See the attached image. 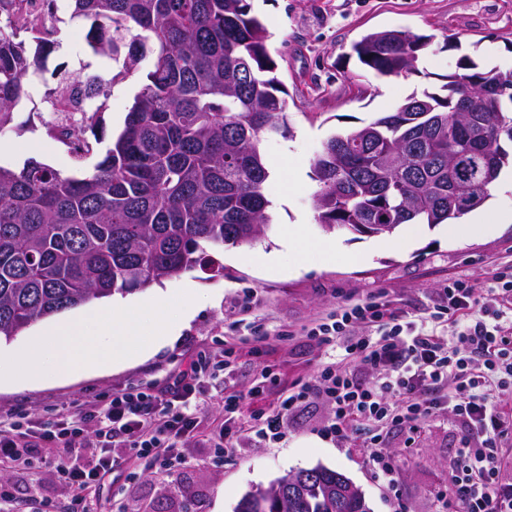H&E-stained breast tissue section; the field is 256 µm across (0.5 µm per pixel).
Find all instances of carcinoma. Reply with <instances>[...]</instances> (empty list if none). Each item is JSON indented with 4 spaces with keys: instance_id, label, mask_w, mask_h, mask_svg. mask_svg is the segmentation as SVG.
I'll return each mask as SVG.
<instances>
[{
    "instance_id": "carcinoma-1",
    "label": "carcinoma",
    "mask_w": 512,
    "mask_h": 512,
    "mask_svg": "<svg viewBox=\"0 0 512 512\" xmlns=\"http://www.w3.org/2000/svg\"><path fill=\"white\" fill-rule=\"evenodd\" d=\"M21 0H0V128L28 96L27 77L54 46L40 17L17 18ZM90 22L86 43L146 83L91 172L64 176L30 160L0 166V339L93 300L144 290L251 244L272 224L262 142L288 131L285 90L269 33L248 0H72ZM138 34L128 37L131 28ZM34 35L30 51L22 34ZM433 36L371 32L352 46L378 75L418 70ZM447 76L443 93L409 96L394 111L330 137L314 161L317 221L325 230L390 235L402 224L457 219V189L481 206L512 163V85L497 67ZM81 102L104 94L98 75L64 77ZM487 138L474 140L469 124ZM71 152L90 151L85 125L58 131ZM310 485L288 473L246 493L236 512H371L366 499L336 500L344 475L318 465Z\"/></svg>"
}]
</instances>
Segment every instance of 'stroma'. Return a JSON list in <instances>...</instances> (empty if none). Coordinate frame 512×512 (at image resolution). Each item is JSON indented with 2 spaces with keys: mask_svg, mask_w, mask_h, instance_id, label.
Instances as JSON below:
<instances>
[{
  "mask_svg": "<svg viewBox=\"0 0 512 512\" xmlns=\"http://www.w3.org/2000/svg\"><path fill=\"white\" fill-rule=\"evenodd\" d=\"M270 34L268 49L277 76L288 92L286 135L263 143L270 178L272 228L265 237L228 246L218 256L223 274L197 269L162 282L175 297H191L198 312L170 346L123 367L81 373L66 379L45 376L37 382L0 387V413L24 410L42 418L74 402L99 403L130 386L162 381L200 353L223 349L227 339L245 343L231 367L201 382L196 395L205 411L202 437L179 450V462L164 469L145 461L124 464L126 450L112 454L123 463L112 486L91 494L88 512H235L255 487L318 465L344 474L363 492L371 512H438L451 498L450 465L463 433L447 415L422 422L416 432L389 428L386 453L396 462L392 488L380 486L369 463V449L344 448L321 429L328 415L315 396L291 412L282 437L264 442L243 432L234 448L211 447L205 432L224 421V395L248 393L263 369L278 378V391L309 381L336 351L301 335L302 326L336 305L379 290L397 300L409 320L432 309L440 283L454 276L488 279L495 263L512 259V223L492 219L494 210L512 208V192H492L482 209L489 219L475 234L449 232L447 225L404 224L394 234L367 236L327 232L314 208L317 183L313 162L332 135L359 127L393 111L415 92H440L446 76L463 59L480 67L512 69V0H250ZM69 0H56L45 24L56 44L32 79L31 96L0 128V165L21 169L29 159L63 175L94 168L123 128L144 72L117 74L109 59L88 48L85 22L71 19ZM401 29L430 34L418 70L406 77L379 76L362 65L351 46L365 34ZM97 74L107 83L97 98L94 129L103 140L76 158L55 139V122L46 100L61 74ZM304 230L288 250L279 239L291 224ZM278 254V272H269L266 255ZM35 467L0 464V483L14 497V512H70L69 488L44 449Z\"/></svg>",
  "mask_w": 512,
  "mask_h": 512,
  "instance_id": "stroma-1",
  "label": "stroma"
}]
</instances>
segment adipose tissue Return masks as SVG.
<instances>
[{
	"mask_svg": "<svg viewBox=\"0 0 512 512\" xmlns=\"http://www.w3.org/2000/svg\"><path fill=\"white\" fill-rule=\"evenodd\" d=\"M194 313L191 305L179 306L174 319L165 310L156 311L155 327L146 338L139 330L140 308L103 299L78 317H63L42 326L28 352L15 360L9 371L0 370V382L38 380L46 365L56 378L64 379L136 360L177 339Z\"/></svg>",
	"mask_w": 512,
	"mask_h": 512,
	"instance_id": "adipose-tissue-1",
	"label": "adipose tissue"
}]
</instances>
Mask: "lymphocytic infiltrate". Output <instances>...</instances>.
Returning a JSON list of instances; mask_svg holds the SVG:
<instances>
[{"label": "lymphocytic infiltrate", "instance_id": "lymphocytic-infiltrate-1", "mask_svg": "<svg viewBox=\"0 0 512 512\" xmlns=\"http://www.w3.org/2000/svg\"><path fill=\"white\" fill-rule=\"evenodd\" d=\"M358 326L368 327V334L355 335ZM442 327L452 342L439 336ZM306 333L339 348V358L272 409L262 404L268 392L262 381L248 394H225L224 425L211 435L214 447H234L244 401L256 404L255 434L273 441L281 437L285 417L318 393L330 407L325 433L342 446L363 436L378 479L388 485L395 466L381 450L384 430H414L421 420L447 410L466 432L450 471L456 497L447 502L448 512H512V482L500 474V448L512 440V417L495 399L512 389V260L496 265L488 282L459 277L443 283L428 324L406 320L394 301L372 293L338 305ZM231 357V349L216 351L164 385L130 387L101 405H69L47 421L24 411L0 415V460L32 465L43 441L64 449H98V458L83 465L65 456L55 462L73 502L82 503L116 471L109 453L113 439H120L132 462L177 458L179 447L198 432L197 412L190 407L197 386L206 375L228 368Z\"/></svg>", "mask_w": 512, "mask_h": 512}]
</instances>
